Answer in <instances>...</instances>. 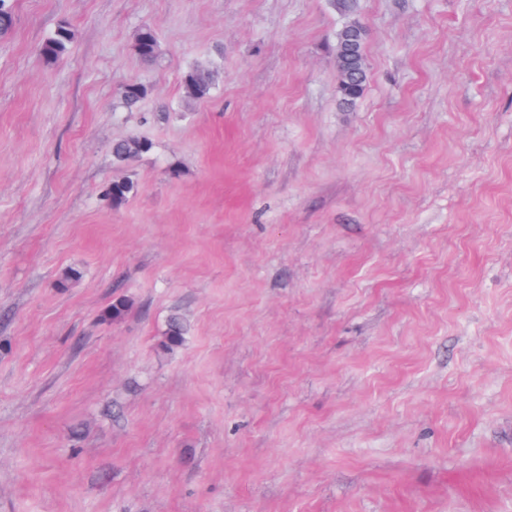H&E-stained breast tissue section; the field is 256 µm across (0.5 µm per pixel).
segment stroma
I'll list each match as a JSON object with an SVG mask.
<instances>
[{
	"instance_id": "obj_1",
	"label": "stroma",
	"mask_w": 512,
	"mask_h": 512,
	"mask_svg": "<svg viewBox=\"0 0 512 512\" xmlns=\"http://www.w3.org/2000/svg\"><path fill=\"white\" fill-rule=\"evenodd\" d=\"M11 6L0 512H512V0ZM72 39L73 34L70 29L61 26L44 40L40 47V55L46 61H54L65 54ZM134 48L143 62L149 64L156 60L159 54V43L151 27L144 26L140 28L135 39ZM366 32L356 39L342 34L336 36L337 94L342 104L351 106L364 94L368 82L365 54ZM214 73L213 69L203 65L190 68L183 77L185 97L191 100L207 98L215 85ZM152 148L153 143L149 139L131 136L114 142L112 155L119 166H124L150 152ZM136 187L129 180H114L106 189V196L111 200L113 208L125 205L134 195Z\"/></svg>"
}]
</instances>
